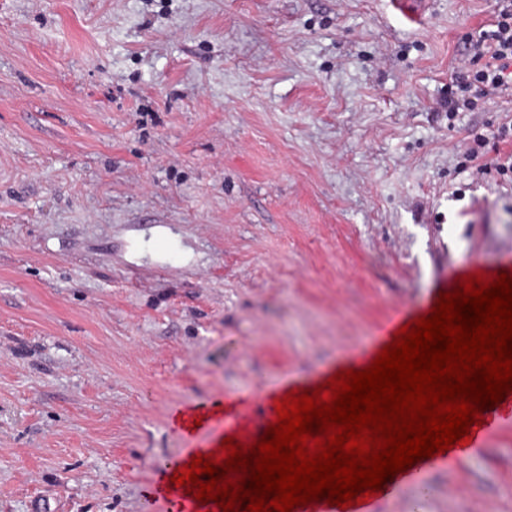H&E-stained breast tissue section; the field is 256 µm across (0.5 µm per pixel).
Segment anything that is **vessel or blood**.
<instances>
[{"label": "vessel or blood", "instance_id": "obj_1", "mask_svg": "<svg viewBox=\"0 0 512 512\" xmlns=\"http://www.w3.org/2000/svg\"><path fill=\"white\" fill-rule=\"evenodd\" d=\"M422 304L414 301L397 302L388 319L381 327L372 346L392 339L401 326L419 317ZM329 378L327 372H320L313 377L301 379L285 372L268 383L258 392L243 396L227 394L222 397L223 415H213V402L190 404L184 407L180 430L186 445L178 455L150 461L149 467L156 478L147 488L144 496V508L151 512L158 499L168 502V512H221L215 503H200L185 494L183 489L174 487L170 478L174 471L187 464L193 455H209L218 452L223 440L231 436L242 437L244 442L264 435L268 424L275 418V404L292 390H306L324 384ZM485 422L482 427L474 428L470 445L482 447L484 439L507 425H512V395L502 400L497 407L485 410Z\"/></svg>", "mask_w": 512, "mask_h": 512}]
</instances>
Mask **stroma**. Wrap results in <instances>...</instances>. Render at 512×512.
Listing matches in <instances>:
<instances>
[{
  "instance_id": "obj_1",
  "label": "stroma",
  "mask_w": 512,
  "mask_h": 512,
  "mask_svg": "<svg viewBox=\"0 0 512 512\" xmlns=\"http://www.w3.org/2000/svg\"><path fill=\"white\" fill-rule=\"evenodd\" d=\"M495 0H0V512H142L181 405L336 363L512 248L448 118ZM445 227L435 235L434 225ZM512 512V427L380 512ZM432 307L428 304H420L414 301H399L393 306V311L388 318L387 324L378 330V333L373 337L370 346L364 348L356 353H348L342 359L341 363L357 360L359 357L364 356L371 350H375L382 342L391 339L393 342L394 333L397 332L401 326H404L409 321L415 320L420 316L422 310H428ZM430 316V313H428Z\"/></svg>"
}]
</instances>
